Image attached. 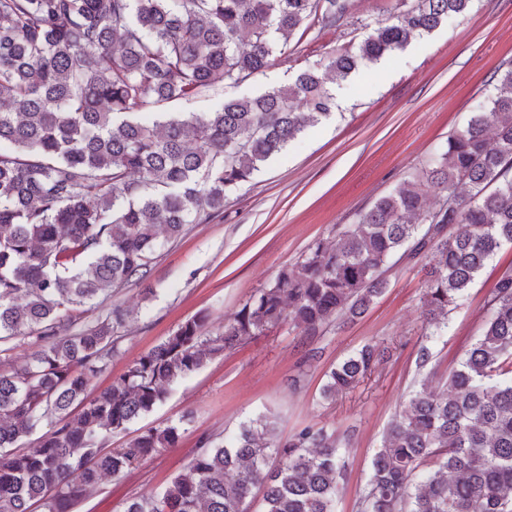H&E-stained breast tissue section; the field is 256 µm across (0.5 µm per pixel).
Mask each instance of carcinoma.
<instances>
[{"label": "carcinoma", "instance_id": "cac0c4a2", "mask_svg": "<svg viewBox=\"0 0 512 512\" xmlns=\"http://www.w3.org/2000/svg\"><path fill=\"white\" fill-rule=\"evenodd\" d=\"M469 2L398 0L356 51L300 70L290 85L146 122L149 109L262 71L279 40L336 25L346 0H0V98L9 102L0 106V356L19 336L37 343L23 365L0 370V512H70L102 476L123 477L176 447L175 424L120 448L103 442L222 352L291 322L301 364L312 363L317 337L361 317L397 264L425 262L424 336L447 331L477 274L512 244L511 67L417 177L335 243L309 246L220 333L196 314L94 392L128 313L114 305L74 327L117 289L147 280L159 233L176 238L221 217L229 193L329 115L328 76L346 79ZM429 189L445 194L431 213ZM381 358L372 345L346 358L323 398L354 389ZM44 420L50 429L16 449ZM338 445L316 425L284 440L262 415L222 443L200 437L163 493L138 495L124 512H244L258 494L262 512H335L346 480ZM361 512H512V269L491 291L484 331L448 375V393H415L390 425Z\"/></svg>", "mask_w": 512, "mask_h": 512}]
</instances>
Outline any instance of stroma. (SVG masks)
<instances>
[{
    "mask_svg": "<svg viewBox=\"0 0 512 512\" xmlns=\"http://www.w3.org/2000/svg\"><path fill=\"white\" fill-rule=\"evenodd\" d=\"M349 2L340 23L291 37L263 72L236 85L218 83L190 101L165 104V111L210 112L224 100L290 84L299 70L355 48L396 4ZM511 63L512 0H473L464 15L449 17L333 85L335 106L328 118L307 127L229 195L222 218L188 225L179 238L160 239L148 279L112 296V304L128 309L130 322L118 329L116 352L94 378L93 389L109 386L131 360L197 313L209 314L212 329H219L310 245L334 242L343 225L355 223L378 198L416 174L446 147L449 135L484 111L494 74ZM510 268L512 245L506 244L450 314L447 335L431 342L432 359L423 369L416 365L425 320L420 262L395 267L384 294L362 319L317 338L322 355L312 366L300 365V336L289 325L218 354L176 383L126 435L106 442L113 448L141 429L180 421L184 432L178 445L127 476L104 478L70 512H123L132 495L163 493L191 459L200 436H223L264 414L277 416L284 437L307 425L351 435L336 512H360L371 460L389 425L420 385L446 391L449 373L482 333L489 293ZM368 344L387 349V361L354 390L324 400L321 388L330 369Z\"/></svg>",
    "mask_w": 512,
    "mask_h": 512,
    "instance_id": "35a3bbf8",
    "label": "stroma"
}]
</instances>
